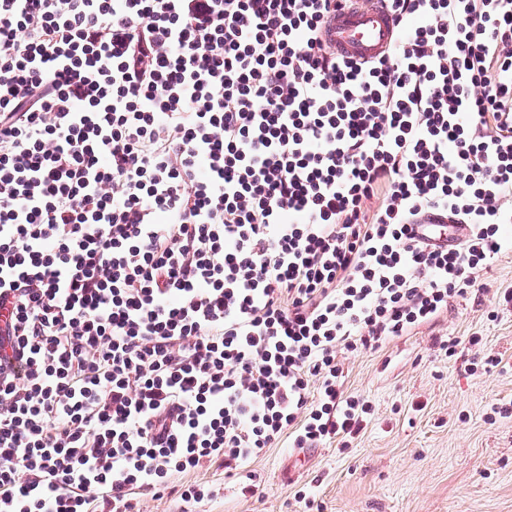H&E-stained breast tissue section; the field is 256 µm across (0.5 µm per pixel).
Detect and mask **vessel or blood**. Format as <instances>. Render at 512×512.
<instances>
[{"mask_svg": "<svg viewBox=\"0 0 512 512\" xmlns=\"http://www.w3.org/2000/svg\"><path fill=\"white\" fill-rule=\"evenodd\" d=\"M394 16L368 0L367 6L344 9L331 16L324 29L326 43L339 53L369 60L387 50L397 37Z\"/></svg>", "mask_w": 512, "mask_h": 512, "instance_id": "vessel-or-blood-1", "label": "vessel or blood"}]
</instances>
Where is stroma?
I'll return each instance as SVG.
<instances>
[{
    "label": "stroma",
    "mask_w": 512,
    "mask_h": 512,
    "mask_svg": "<svg viewBox=\"0 0 512 512\" xmlns=\"http://www.w3.org/2000/svg\"><path fill=\"white\" fill-rule=\"evenodd\" d=\"M480 281L484 291L450 299L447 314L412 335L341 354L345 388L371 406L356 439L278 444L252 462L249 488L220 465L203 467L193 478L212 495L193 512H512V416L494 412L512 402V306L500 301L512 290V253ZM448 338L459 342L450 357L434 346ZM482 351L499 366L474 369Z\"/></svg>",
    "instance_id": "35a3bbf8"
}]
</instances>
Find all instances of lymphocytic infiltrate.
Listing matches in <instances>:
<instances>
[{"label":"lymphocytic infiltrate","instance_id":"f902f5d3","mask_svg":"<svg viewBox=\"0 0 512 512\" xmlns=\"http://www.w3.org/2000/svg\"><path fill=\"white\" fill-rule=\"evenodd\" d=\"M353 5L0 0V512L358 434L340 354L512 250V0H388L366 61L322 39Z\"/></svg>","mask_w":512,"mask_h":512}]
</instances>
